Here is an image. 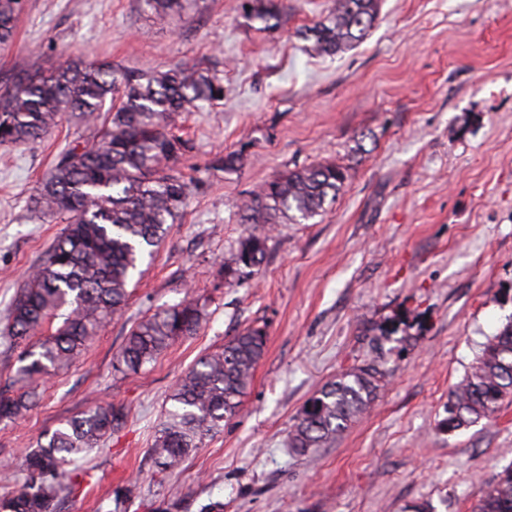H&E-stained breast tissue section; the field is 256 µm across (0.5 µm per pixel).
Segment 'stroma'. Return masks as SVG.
I'll use <instances>...</instances> for the list:
<instances>
[{
	"label": "stroma",
	"mask_w": 512,
	"mask_h": 512,
	"mask_svg": "<svg viewBox=\"0 0 512 512\" xmlns=\"http://www.w3.org/2000/svg\"><path fill=\"white\" fill-rule=\"evenodd\" d=\"M262 29L242 0H197L159 22L141 0H25L0 46V83L41 59L83 58L144 72L183 61L217 71L224 99L185 113L192 148L175 169L186 208L139 276L121 316L70 367L38 382L37 403L0 424V495L24 482L38 437L90 404L123 426L77 465L59 512H97L124 488L126 512H472L479 488L512 467V402L453 433L449 391L512 317V0H380L361 43L309 53L300 32L333 0H275ZM81 130L62 121L41 141L0 146V331L23 275L61 233L31 196ZM237 152L236 168L214 156ZM325 161L348 178L321 215L281 224L259 270L230 277L248 225L237 206L288 170ZM205 319L156 361L118 372L132 328L186 296ZM250 325L265 353L240 414L176 472L150 455L167 397L203 354ZM385 372L370 410L309 455L288 430L336 375Z\"/></svg>",
	"instance_id": "obj_1"
}]
</instances>
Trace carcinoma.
<instances>
[{
  "label": "carcinoma",
  "instance_id": "carcinoma-1",
  "mask_svg": "<svg viewBox=\"0 0 512 512\" xmlns=\"http://www.w3.org/2000/svg\"><path fill=\"white\" fill-rule=\"evenodd\" d=\"M157 18L184 9L183 0H142ZM24 0H0V44L12 41ZM379 0H333L325 20L302 34L310 50L334 55L361 41L373 27ZM247 13L265 27L280 23L278 9L251 4ZM224 80L195 64L177 63L145 73L70 59L46 69L37 61L0 86V145L35 143L64 117L93 132L91 142L75 139L40 182L31 209L61 218L64 230L28 272L9 309L7 338L20 343L56 318L61 324L40 339L38 350L18 374L36 381L68 367L101 325L122 313L138 262L152 253L188 201V186L172 163L191 148L173 134L182 113L221 101ZM347 169L336 163L294 168L266 183L238 205L241 223L272 230L297 224L336 201ZM268 236L251 233L239 245L235 264L250 270L264 263ZM204 318L193 297L141 320L122 346L118 371H136L179 337L191 336ZM267 331L248 326L201 356L168 395L170 407L155 430L149 451L161 469L174 472L186 457L239 413L254 371L265 352ZM385 374L372 365L342 373L307 402L292 425L289 445L298 453L319 448L346 431L375 401ZM36 392L0 394V422L32 406ZM512 400V318L483 345L475 362L448 394V431L493 416ZM124 423L112 404L77 412L43 435L24 461L25 481L0 496V512H54L67 467L98 448ZM474 512H512V469L478 491Z\"/></svg>",
  "mask_w": 512,
  "mask_h": 512
}]
</instances>
